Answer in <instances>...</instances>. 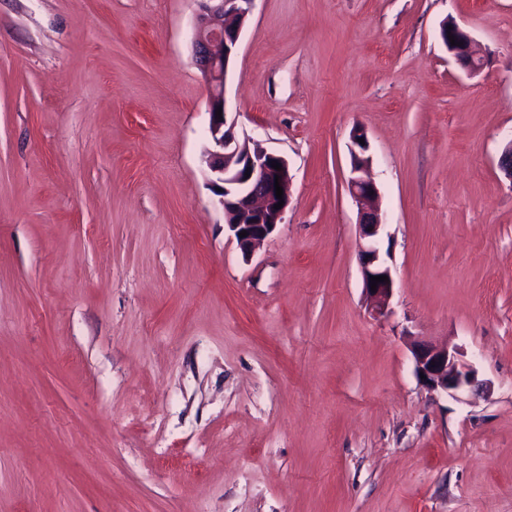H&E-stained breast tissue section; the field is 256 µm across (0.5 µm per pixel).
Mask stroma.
Instances as JSON below:
<instances>
[{
	"instance_id": "obj_1",
	"label": "stroma",
	"mask_w": 512,
	"mask_h": 512,
	"mask_svg": "<svg viewBox=\"0 0 512 512\" xmlns=\"http://www.w3.org/2000/svg\"><path fill=\"white\" fill-rule=\"evenodd\" d=\"M196 9L0 0V512H512V0H254L228 118L291 184L247 260L203 161ZM414 341L490 394L426 389ZM448 26H451V29H448ZM448 32L454 36L455 42H463V45L451 46ZM440 39L461 69L469 74H474L482 67L483 56L480 54L478 44L473 40L471 34L456 22L446 21L442 24ZM358 138L364 139L365 145ZM352 143L358 150L351 149V172L347 180V191L358 208V235L360 241L359 260L362 273V290L371 313L384 316L393 293L394 280L390 266L382 256L379 241L383 224L376 202L379 197L377 184L370 178L359 175L369 165L365 155L368 140L365 131L358 127L351 135ZM370 276H387L388 282H379L376 292L371 291Z\"/></svg>"
}]
</instances>
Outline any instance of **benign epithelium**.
<instances>
[{
	"instance_id": "obj_1",
	"label": "benign epithelium",
	"mask_w": 512,
	"mask_h": 512,
	"mask_svg": "<svg viewBox=\"0 0 512 512\" xmlns=\"http://www.w3.org/2000/svg\"><path fill=\"white\" fill-rule=\"evenodd\" d=\"M199 12L191 33L193 62L204 75L210 87L208 145L204 162L219 185V204L224 210V230L236 241L244 258L252 256L257 245L265 241L282 223L289 204L291 175L287 160L262 147L250 146L239 141L228 124L224 81L237 54L240 39L248 22L254 0H198ZM459 45L453 46L449 36ZM440 39L456 64L469 74L476 73L483 65V56L471 34L454 21H446L440 29ZM222 116H216L217 110ZM367 139L358 127L351 139V172L347 191L358 208L359 260L362 273V290L371 313L383 316L393 293L394 280L390 266L382 256L379 241L383 222L376 202L379 197L377 184L361 176L369 165L365 155L368 145L359 143ZM281 169L272 167V162ZM283 189L284 204L275 208L279 199L275 185ZM247 236L241 238V231ZM386 276L376 291H371L370 277ZM415 372L423 373L422 382L433 392L448 394L464 388L475 394H486L490 386L477 379L470 365L460 359L456 351L432 345L415 344L411 347Z\"/></svg>"
}]
</instances>
